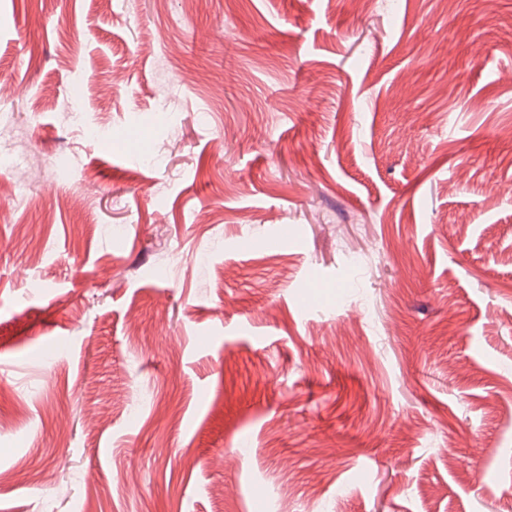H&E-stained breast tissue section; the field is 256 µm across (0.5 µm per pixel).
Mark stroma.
<instances>
[{
    "instance_id": "1",
    "label": "stroma",
    "mask_w": 512,
    "mask_h": 512,
    "mask_svg": "<svg viewBox=\"0 0 512 512\" xmlns=\"http://www.w3.org/2000/svg\"><path fill=\"white\" fill-rule=\"evenodd\" d=\"M4 116L0 512H512V0H0ZM83 112L77 110L67 114V121L70 126L78 132V134L86 140H97L108 137L110 132L107 129L92 127L85 124L83 120Z\"/></svg>"
}]
</instances>
